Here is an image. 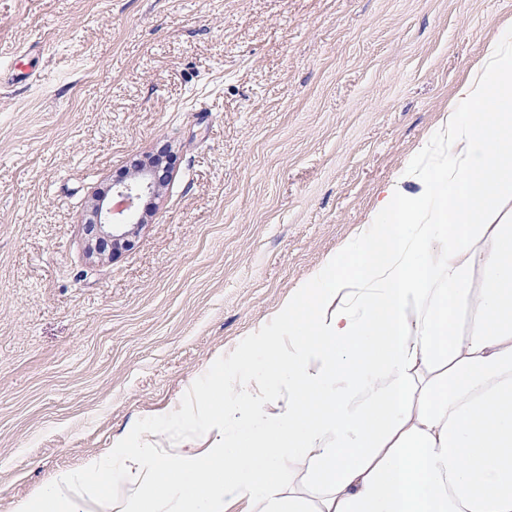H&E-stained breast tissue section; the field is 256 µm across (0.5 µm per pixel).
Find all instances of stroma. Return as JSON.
I'll return each instance as SVG.
<instances>
[{"mask_svg":"<svg viewBox=\"0 0 512 512\" xmlns=\"http://www.w3.org/2000/svg\"><path fill=\"white\" fill-rule=\"evenodd\" d=\"M512 0H0V512L189 431L195 388L367 224ZM168 147L128 248L93 196Z\"/></svg>","mask_w":512,"mask_h":512,"instance_id":"stroma-1","label":"stroma"}]
</instances>
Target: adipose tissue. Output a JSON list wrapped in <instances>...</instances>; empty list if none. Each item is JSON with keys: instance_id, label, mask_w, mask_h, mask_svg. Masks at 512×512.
<instances>
[{"instance_id": "obj_1", "label": "adipose tissue", "mask_w": 512, "mask_h": 512, "mask_svg": "<svg viewBox=\"0 0 512 512\" xmlns=\"http://www.w3.org/2000/svg\"><path fill=\"white\" fill-rule=\"evenodd\" d=\"M445 134L447 161L408 165L198 391L208 447L92 457L11 512H512V225L495 221L512 199L511 29Z\"/></svg>"}]
</instances>
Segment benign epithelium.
Masks as SVG:
<instances>
[{"mask_svg": "<svg viewBox=\"0 0 512 512\" xmlns=\"http://www.w3.org/2000/svg\"><path fill=\"white\" fill-rule=\"evenodd\" d=\"M167 177L168 171L157 165L142 166L132 178L118 180L107 192L95 195L86 222L88 253L100 255L107 249L128 245L132 227L142 222L138 201L155 194Z\"/></svg>", "mask_w": 512, "mask_h": 512, "instance_id": "1", "label": "benign epithelium"}]
</instances>
